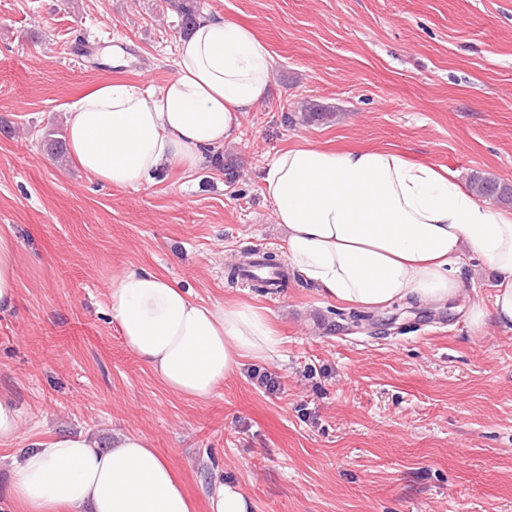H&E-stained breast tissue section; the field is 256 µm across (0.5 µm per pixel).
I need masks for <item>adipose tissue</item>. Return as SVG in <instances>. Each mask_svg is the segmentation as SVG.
I'll use <instances>...</instances> for the list:
<instances>
[{
    "mask_svg": "<svg viewBox=\"0 0 512 512\" xmlns=\"http://www.w3.org/2000/svg\"><path fill=\"white\" fill-rule=\"evenodd\" d=\"M175 66L159 88L109 81L71 105L68 147L96 181L137 190L170 165L202 167L270 93L269 50L218 13L179 39ZM265 187L289 267L327 298L365 309L443 305L464 284L468 254L498 277L491 308L472 304L471 328L492 320L512 331V214L433 167L306 145L273 156ZM108 313L164 387L193 400L211 398L245 360L273 359L280 343L260 309L204 305L145 269L113 276ZM9 503V512H195L180 472L130 433L108 448L83 434L33 441L14 464Z\"/></svg>",
    "mask_w": 512,
    "mask_h": 512,
    "instance_id": "adipose-tissue-1",
    "label": "adipose tissue"
}]
</instances>
